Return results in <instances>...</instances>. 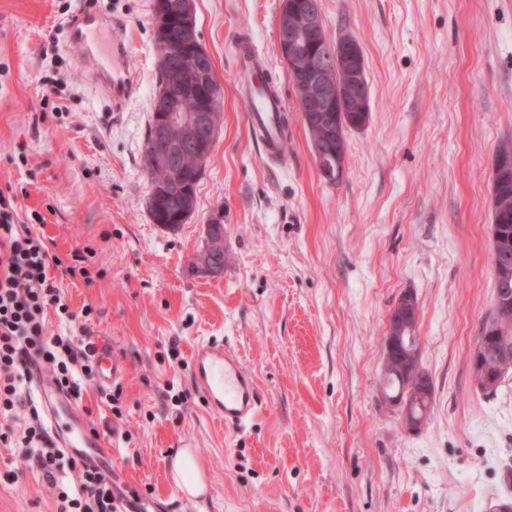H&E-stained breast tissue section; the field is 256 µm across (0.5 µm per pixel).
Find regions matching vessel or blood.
I'll return each instance as SVG.
<instances>
[{
  "instance_id": "b4317fda",
  "label": "vessel or blood",
  "mask_w": 512,
  "mask_h": 512,
  "mask_svg": "<svg viewBox=\"0 0 512 512\" xmlns=\"http://www.w3.org/2000/svg\"><path fill=\"white\" fill-rule=\"evenodd\" d=\"M99 21L90 14L78 15L73 26L75 43L85 60H93L87 33ZM240 62L239 88L250 103L248 125L262 143V156L276 162L283 158L281 124L285 105L279 90L271 88L267 79L266 58L249 47L237 50ZM98 382L111 384L117 366L109 349L102 348L95 354ZM193 377L196 389L202 394L209 410L219 417L225 428L239 431L261 411L262 399L250 373L222 343L204 342L193 354ZM35 390L47 409V418L62 447L82 452L89 462H97L98 450L103 445L101 437L88 430L71 399L58 392L44 374H36Z\"/></svg>"
}]
</instances>
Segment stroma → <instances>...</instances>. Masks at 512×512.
Wrapping results in <instances>:
<instances>
[{
	"instance_id": "stroma-1",
	"label": "stroma",
	"mask_w": 512,
	"mask_h": 512,
	"mask_svg": "<svg viewBox=\"0 0 512 512\" xmlns=\"http://www.w3.org/2000/svg\"><path fill=\"white\" fill-rule=\"evenodd\" d=\"M103 18L131 41L138 90L123 111L90 83L70 20ZM153 0H0V189L50 254L87 258L61 277L77 328L119 366L121 417L98 381L76 405L100 432V467L149 512H487L512 500V375L484 396L470 356L494 297L496 154L512 145V0H320L329 39L358 41L368 124L346 134L344 173L319 175L276 42L282 0H195L223 91L193 214L153 224L140 145L157 57ZM251 40L286 101L288 163L260 158L238 93ZM62 86L48 97L46 85ZM224 215V273L191 260ZM418 301L432 411L417 431L381 403L388 317ZM90 315H83L84 307ZM224 342L263 409L225 429L193 384L191 354ZM0 415V512H56L52 489ZM192 451L205 491L184 495L173 460Z\"/></svg>"
}]
</instances>
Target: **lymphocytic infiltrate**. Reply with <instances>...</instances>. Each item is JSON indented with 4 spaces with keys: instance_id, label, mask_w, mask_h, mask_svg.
Masks as SVG:
<instances>
[{
    "instance_id": "1",
    "label": "lymphocytic infiltrate",
    "mask_w": 512,
    "mask_h": 512,
    "mask_svg": "<svg viewBox=\"0 0 512 512\" xmlns=\"http://www.w3.org/2000/svg\"><path fill=\"white\" fill-rule=\"evenodd\" d=\"M63 268L76 271L50 255L21 220L15 196L0 191V414L26 408L25 457L54 489L56 512H120L123 496L112 478L60 448L41 421L39 404L23 394L35 365H45L57 388L75 398L95 375L92 344L48 329L47 309L61 312L65 322L74 320L54 277ZM65 468L78 473L68 487L57 479Z\"/></svg>"
}]
</instances>
